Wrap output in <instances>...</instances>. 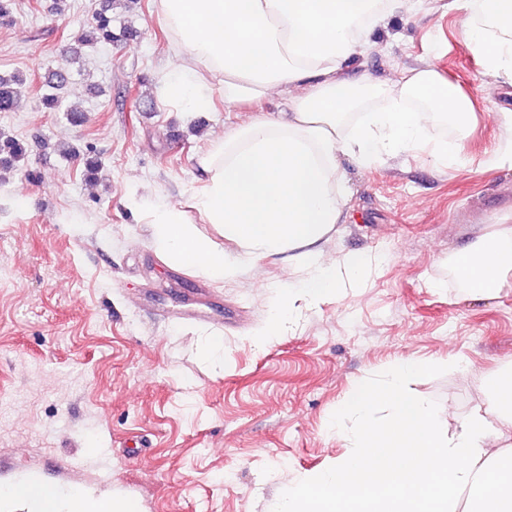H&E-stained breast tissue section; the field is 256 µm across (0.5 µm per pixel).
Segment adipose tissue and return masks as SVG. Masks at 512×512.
<instances>
[{
  "label": "adipose tissue",
  "mask_w": 512,
  "mask_h": 512,
  "mask_svg": "<svg viewBox=\"0 0 512 512\" xmlns=\"http://www.w3.org/2000/svg\"><path fill=\"white\" fill-rule=\"evenodd\" d=\"M417 0H160L174 35L175 68L163 73L168 95L186 111L224 109L287 96V119L256 115L212 139L198 156L202 190L190 222L180 203L151 207L155 249L172 265L221 281L245 258L279 257L307 270L285 288L257 343L292 320L297 298L319 303L338 288L328 234L343 221L336 186L342 158L369 168L383 158L428 151L458 163L429 129L444 115L465 125L472 110L459 88L429 68L410 69L396 82L355 79L344 66L362 56L370 33ZM461 30L487 74L512 79V0H450ZM382 96L381 107L369 98ZM211 225L215 238L196 223ZM237 251H224L223 242ZM454 269L470 300L495 298L512 269V228L501 224L457 251ZM431 364L396 361L379 381H363L341 409L345 455L304 473L285 489L274 512H512V365L483 384V397L451 433L415 388ZM21 512H139L118 496L74 491L33 496L27 482L0 487V507Z\"/></svg>",
  "instance_id": "ef3b65f1"
}]
</instances>
